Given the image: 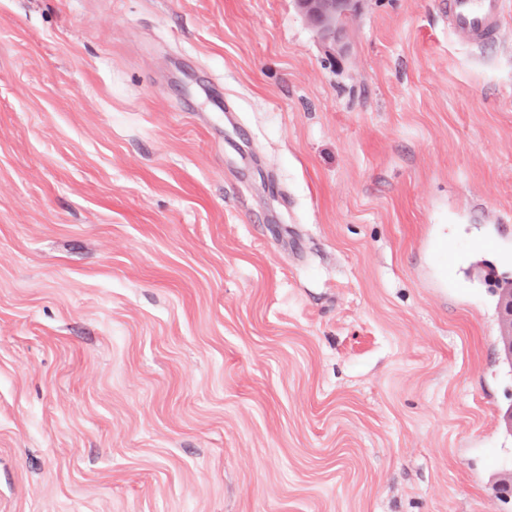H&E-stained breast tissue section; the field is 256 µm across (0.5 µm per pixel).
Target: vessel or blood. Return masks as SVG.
<instances>
[{"label":"vessel or blood","instance_id":"b4317fda","mask_svg":"<svg viewBox=\"0 0 512 512\" xmlns=\"http://www.w3.org/2000/svg\"><path fill=\"white\" fill-rule=\"evenodd\" d=\"M506 8V0H447L444 16L450 28L467 33L473 47L489 46Z\"/></svg>","mask_w":512,"mask_h":512}]
</instances>
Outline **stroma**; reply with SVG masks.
I'll return each mask as SVG.
<instances>
[{"instance_id": "35a3bbf8", "label": "stroma", "mask_w": 512, "mask_h": 512, "mask_svg": "<svg viewBox=\"0 0 512 512\" xmlns=\"http://www.w3.org/2000/svg\"><path fill=\"white\" fill-rule=\"evenodd\" d=\"M0 0V512H512V0ZM299 11L319 37L334 45L341 44L350 16L357 9L355 0H295ZM444 8L449 27L467 33L471 37V45L483 49L493 41L506 1L448 0Z\"/></svg>"}]
</instances>
